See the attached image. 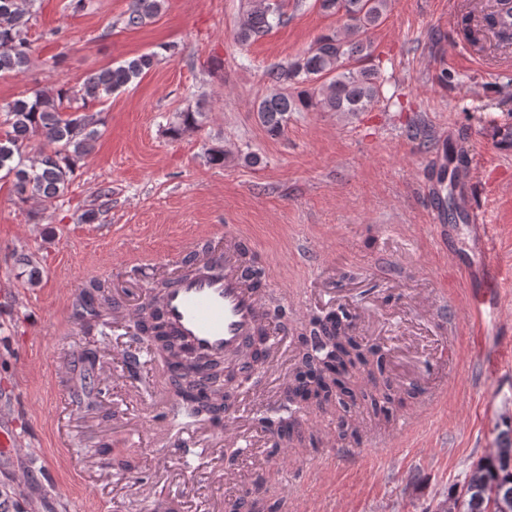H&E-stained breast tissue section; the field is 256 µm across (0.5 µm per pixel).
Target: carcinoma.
Masks as SVG:
<instances>
[{
  "instance_id": "cac0c4a2",
  "label": "carcinoma",
  "mask_w": 512,
  "mask_h": 512,
  "mask_svg": "<svg viewBox=\"0 0 512 512\" xmlns=\"http://www.w3.org/2000/svg\"><path fill=\"white\" fill-rule=\"evenodd\" d=\"M36 0H0V76L19 74L29 69L37 48L28 40V25L34 15ZM287 0H257L237 32V41L246 44L284 22ZM322 10L346 19V33L330 30L321 34L304 55L287 66H273L266 78L274 92L261 98L256 112L261 124L272 135L283 133L291 112H305L320 107L329 112L350 115L367 111L380 95L381 83L375 69L366 66L372 53L368 33L379 25L388 11L389 0H319ZM164 0H132L124 25L135 30L157 16ZM499 44L512 45V13L498 9L483 16ZM460 33L472 47L481 43L480 23L471 14L460 20ZM159 62L152 51L86 75L81 81L57 88L34 89L0 107L4 123L9 127L0 137V179H12L17 203L26 204L40 198L52 200L64 196L75 172L77 161L94 148L100 136L99 113L90 106L102 104L112 94L126 88ZM200 111L179 113V123L172 133L193 129L199 124ZM33 136L43 138L45 145L39 159L24 163L23 153ZM25 268L28 282L39 279V268L26 254L15 256ZM108 286L101 282L90 285L87 298L80 307L89 315L100 316L101 309L111 306ZM137 332L149 337L154 350L162 349L168 359L179 357V351L164 340L162 324L152 311L137 325ZM312 336H321L334 348V364L319 367L309 355L308 342H303L296 373L291 379L288 400L313 407L321 412L340 409L337 441L359 442V429L350 409L357 407L381 426L390 421L392 409L404 404L397 396L385 371V355L377 353L372 365L371 387L356 380L363 363L364 344L350 327L335 317L313 323ZM201 380L210 384L207 392L186 399L189 408L204 406L211 396L223 393V385L214 366L195 364ZM279 440L294 449L312 445L315 437L304 427L303 418L281 422L276 429ZM443 503L449 512H512V438L504 437L498 448L484 455L469 468L460 491H453Z\"/></svg>"
}]
</instances>
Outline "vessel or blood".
<instances>
[{
    "mask_svg": "<svg viewBox=\"0 0 512 512\" xmlns=\"http://www.w3.org/2000/svg\"><path fill=\"white\" fill-rule=\"evenodd\" d=\"M442 179L463 200L462 214L473 228L474 259L456 260L464 272L473 311L488 304L500 272L487 254L490 246L485 210L476 199V185L461 169L442 172ZM251 252L240 238L228 235L221 248L200 252L202 273L173 274L172 287L159 294L161 317L171 341L192 361L223 363L240 378L273 369L284 345L268 305V285L256 283ZM224 444L241 447L244 439L236 414L222 420Z\"/></svg>",
    "mask_w": 512,
    "mask_h": 512,
    "instance_id": "vessel-or-blood-1",
    "label": "vessel or blood"
}]
</instances>
